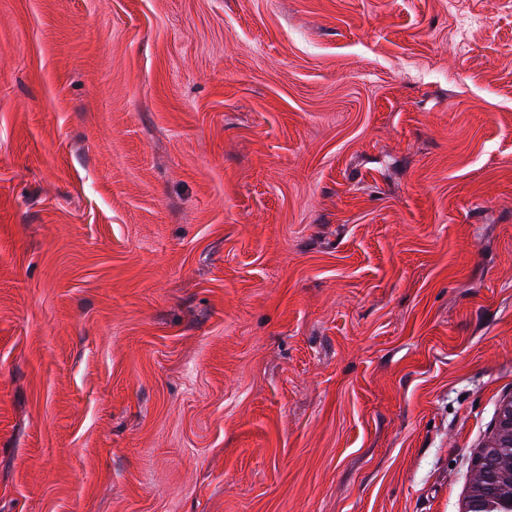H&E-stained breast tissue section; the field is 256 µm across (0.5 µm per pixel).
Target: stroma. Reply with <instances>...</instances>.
<instances>
[{"mask_svg":"<svg viewBox=\"0 0 512 512\" xmlns=\"http://www.w3.org/2000/svg\"><path fill=\"white\" fill-rule=\"evenodd\" d=\"M512 397V0H0V512H463Z\"/></svg>","mask_w":512,"mask_h":512,"instance_id":"obj_1","label":"stroma"}]
</instances>
